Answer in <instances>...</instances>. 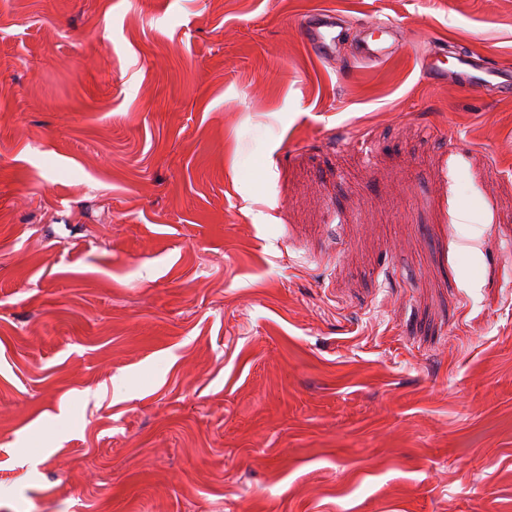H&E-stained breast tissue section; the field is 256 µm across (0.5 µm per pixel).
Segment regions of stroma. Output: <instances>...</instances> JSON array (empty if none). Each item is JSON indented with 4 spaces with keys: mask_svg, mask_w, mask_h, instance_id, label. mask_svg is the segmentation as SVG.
<instances>
[{
    "mask_svg": "<svg viewBox=\"0 0 512 512\" xmlns=\"http://www.w3.org/2000/svg\"><path fill=\"white\" fill-rule=\"evenodd\" d=\"M448 45L512 72V0H0V512H512V93ZM302 36L316 56L323 59L336 57L339 35L336 34V15L330 11L314 13L302 23ZM371 39H364L359 47L360 56L370 62L386 60L401 45V30L394 25L371 22L366 27ZM392 39L389 42L388 38ZM447 52L434 50L427 53L421 63L424 76L430 81H456L480 92L503 93L510 90L512 77L483 61L478 55L466 51L455 52L454 63L447 66Z\"/></svg>",
    "mask_w": 512,
    "mask_h": 512,
    "instance_id": "stroma-1",
    "label": "stroma"
}]
</instances>
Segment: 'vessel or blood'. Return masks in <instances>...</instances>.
<instances>
[{
  "instance_id": "b4317fda",
  "label": "vessel or blood",
  "mask_w": 512,
  "mask_h": 512,
  "mask_svg": "<svg viewBox=\"0 0 512 512\" xmlns=\"http://www.w3.org/2000/svg\"><path fill=\"white\" fill-rule=\"evenodd\" d=\"M366 30L369 37L359 47V53L364 60H386L401 44V30L397 26L374 21L367 25ZM302 36L316 56L323 59L335 58L339 37L334 13L320 11L305 18L302 23ZM421 69L428 80L456 81L480 92L501 93L512 89L511 74L500 71L478 55L466 51H458L451 56L443 50L427 53L422 60Z\"/></svg>"
}]
</instances>
